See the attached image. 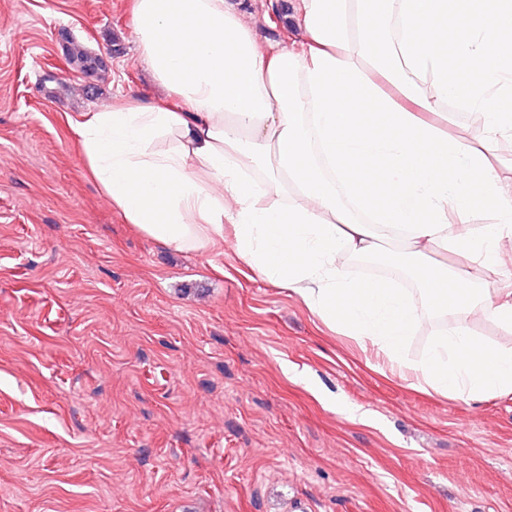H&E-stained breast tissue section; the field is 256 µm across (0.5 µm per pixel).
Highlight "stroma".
<instances>
[{
	"mask_svg": "<svg viewBox=\"0 0 512 512\" xmlns=\"http://www.w3.org/2000/svg\"><path fill=\"white\" fill-rule=\"evenodd\" d=\"M236 2L289 44L296 0ZM124 94L157 95L130 0H0V512H512V394L411 386L232 229L112 209L68 121Z\"/></svg>",
	"mask_w": 512,
	"mask_h": 512,
	"instance_id": "obj_1",
	"label": "stroma"
}]
</instances>
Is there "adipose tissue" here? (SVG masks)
Here are the masks:
<instances>
[{
  "label": "adipose tissue",
  "mask_w": 512,
  "mask_h": 512,
  "mask_svg": "<svg viewBox=\"0 0 512 512\" xmlns=\"http://www.w3.org/2000/svg\"><path fill=\"white\" fill-rule=\"evenodd\" d=\"M297 14L285 49L261 43L234 0H133L166 96L72 121L89 176L174 249L205 250L233 225L253 269L393 365L429 313L451 315L406 365L413 378L442 395L512 393V345L467 327L488 312L512 328V278L491 294L473 286L512 240V180L490 162L512 135V0H298ZM452 100L481 118L478 144L426 120ZM477 210L489 225L474 233L463 222ZM395 236L424 307L339 262ZM436 251L466 269L428 263Z\"/></svg>",
  "instance_id": "ef3b65f1"
}]
</instances>
